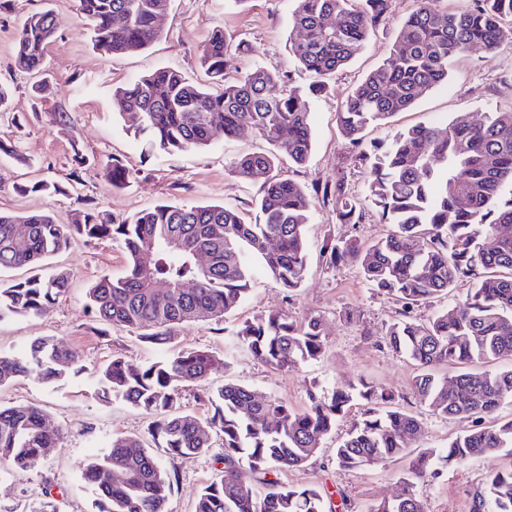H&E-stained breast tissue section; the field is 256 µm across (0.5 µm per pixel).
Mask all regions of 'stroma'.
Instances as JSON below:
<instances>
[{
  "label": "stroma",
  "mask_w": 512,
  "mask_h": 512,
  "mask_svg": "<svg viewBox=\"0 0 512 512\" xmlns=\"http://www.w3.org/2000/svg\"><path fill=\"white\" fill-rule=\"evenodd\" d=\"M45 6L54 11L56 33L45 59L49 89L36 97L31 92V76L17 70L13 59L16 36L25 19ZM415 7L416 0H390L385 19L360 53L330 80L325 94L311 100L313 150L305 164L287 172L307 191L341 178L349 194L364 197V177L339 129L337 113L354 86L386 58L402 21ZM292 10L291 0H245L241 5L236 0H169L164 32L147 49L106 55L93 49L76 0H0V85L11 93L9 111L0 112V140L25 158L20 164L0 157V212L44 211L64 221L72 210L87 204L127 217L164 202L211 203L235 207L245 220H253L264 178H239L230 173L229 163L235 156L263 148V141L246 130L234 139L216 140L203 150L172 154L145 151L139 140L123 130L112 90L161 67L205 81L199 56L217 28L223 29L230 42L244 45L230 61L232 74L242 75L261 65L289 74L293 84L306 85L308 73L288 53ZM511 74L512 45H503L487 57L473 52L454 65L447 84L394 116L390 127L369 128L366 139L385 141L394 130L456 118L479 121L487 112L512 108V83L507 80ZM61 115L66 118L62 124L57 121ZM77 152L84 155L86 163L76 175L72 156ZM111 156L120 159L131 173L128 186L119 191L112 190L102 169ZM37 180L57 184L58 192H17V185ZM387 231L374 210H367L363 223L343 224L336 218L335 202H316L307 227V274L295 293H286L256 264L251 270L250 293L225 317L223 325L199 321L180 327L178 348L206 351L214 358L205 385L182 386L178 399L181 410L205 414L200 400L204 388H217L228 381L300 410L308 403L307 389L312 382L345 386L365 378L389 392L397 406L421 417L423 432L418 447L447 446L449 439L471 429L472 419L439 417L421 403L411 386L412 365L383 344V336L401 310L400 303L369 288L357 261L347 259L333 265L322 251L327 239L354 237L368 243ZM125 265L123 250L111 240L76 241L49 262L50 268L70 273V286L52 310L41 317L0 322V351H12L36 336H55L79 353L84 367L61 386L49 387L26 377L0 388V404L38 405L48 424L64 431L61 442L39 467L0 483V512H33L49 485L56 492L57 512H93L92 496L81 480L84 460L113 436L147 435L150 417L121 401L99 399L92 376L115 356L142 364L160 355L158 348L126 330L104 329L86 306L87 288L101 276H121ZM280 309L299 319L321 316L326 339L317 361L295 371H277L233 349L231 330ZM362 411L361 405L351 406L325 437L305 472L284 477L291 484L323 487L332 512H365L370 503L397 491L401 462L363 470L336 465L335 449ZM173 466L177 480L166 510L193 512L199 492L215 472V456L179 458ZM485 470V462L477 460L420 482L417 494L426 512H469L468 492L480 483Z\"/></svg>",
  "instance_id": "1"
}]
</instances>
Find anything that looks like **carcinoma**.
Here are the masks:
<instances>
[{
    "label": "carcinoma",
    "instance_id": "carcinoma-1",
    "mask_svg": "<svg viewBox=\"0 0 512 512\" xmlns=\"http://www.w3.org/2000/svg\"><path fill=\"white\" fill-rule=\"evenodd\" d=\"M77 2L93 46L105 55L143 50L163 33L167 0ZM294 2L293 28L299 36L288 49L313 78L306 89L263 67L228 76L232 45L217 29L200 60L220 90L212 92L165 67L113 91L123 129L148 151L205 149L218 137L230 139L246 128L261 139L265 149L230 162V171L241 178L269 175L255 201V222L217 204H158L121 219L77 208L66 224L48 212L0 214V270L41 266L77 239L108 237L126 253V269L121 277L95 281L86 292L88 306L98 323L161 347L174 343L182 325L221 323L237 309L249 292L253 259L288 292L300 288L314 202L303 186L282 174V166L309 158L310 96L323 92L354 59L384 20L389 0H360L359 6L354 0ZM435 2L419 0L388 56L338 112L340 130L364 173V201L346 193L341 179L321 190L322 199H335L341 223H362L366 201L389 231L370 245L356 238L331 239L323 250L332 263L356 259L372 288L402 304L384 342L416 366L412 386L420 401L438 415L479 421L512 398V234L500 231L512 225V109L489 112L476 123L416 125L395 133L384 146L364 140L369 127L387 125L447 82L456 62L473 49L494 53L512 43V0H476L474 8L461 11L439 9ZM54 35L52 10L30 14L16 38L17 69L40 73ZM105 172L114 190L129 183L128 169L116 158L106 161ZM195 252L208 254L207 269L197 266ZM149 253L154 256L150 272L144 265ZM69 285L63 270L0 281V322L48 314ZM459 289L454 305L427 321L410 315L412 305L445 299ZM233 335L241 349L278 370L317 359L325 345L320 318L297 321L285 310L247 320ZM475 363L494 368L474 372ZM211 366L208 353L178 349L141 365L115 357L96 377L104 401L122 400L153 418L149 435L173 459L207 454L212 436L222 437L223 453L216 458L222 467L198 494L194 512H327L324 490L266 475L305 470L357 401L365 409L336 448L338 467L403 462L399 492L367 512H425L415 492L418 482L439 469L464 467L477 456L493 460L505 448L512 454V418L489 427L475 424L445 448L413 453L420 419L393 406L392 396L364 379L346 387L313 386L303 411L231 382L200 396L205 417L180 410L179 385L205 380ZM442 368L454 372L441 374ZM70 371H82L79 356L55 336L0 352V387L26 376L55 385ZM60 438L38 406L0 405V477L35 469ZM153 448L140 436H119L84 462L81 475L96 512H166L176 476ZM245 470L254 481L243 480ZM470 512H512V466L488 467L471 493Z\"/></svg>",
    "mask_w": 512,
    "mask_h": 512
}]
</instances>
